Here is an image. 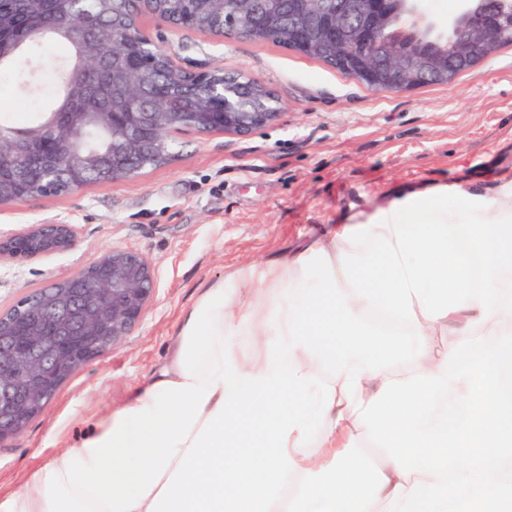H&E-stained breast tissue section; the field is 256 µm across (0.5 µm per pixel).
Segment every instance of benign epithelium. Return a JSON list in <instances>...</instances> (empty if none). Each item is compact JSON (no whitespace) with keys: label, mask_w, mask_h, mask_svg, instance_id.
<instances>
[{"label":"benign epithelium","mask_w":512,"mask_h":512,"mask_svg":"<svg viewBox=\"0 0 512 512\" xmlns=\"http://www.w3.org/2000/svg\"><path fill=\"white\" fill-rule=\"evenodd\" d=\"M283 0H235L231 10L238 14L233 25L236 33L248 37L258 25L281 19ZM385 0H299L288 14V25L306 31L309 21L316 22L319 51L340 62L350 77L380 90L418 86L430 79L451 75L448 56L423 54L419 48L402 50L391 43L374 40V34L386 28L392 13L384 10ZM123 37L147 46L151 54H168L146 37L138 24H132ZM455 57L470 60L489 57L508 37L499 29L492 2L460 23L452 33ZM186 77L197 100L205 109L219 111L224 133L251 132L273 122L276 112H240L241 97L236 87L209 79L204 72H188ZM171 113L141 112L140 125L167 131ZM97 126L110 136L112 153L88 150L73 141L71 133L59 137L56 151L39 156L25 136H15L8 147H0V166L12 172L13 179L0 180V199L4 189L26 178L31 166L39 163L48 181L46 193H56L51 178L64 165L74 177L101 164L112 156V180L128 173V160L140 153L138 130L129 127L119 113H95ZM43 224H25L0 242V255L18 253L12 245L40 235ZM77 238L74 224L61 225L58 240L45 250L51 254L71 249ZM70 284L53 292L37 312V317L17 336L6 334L0 316V442L20 435L30 418L43 406L47 390L55 382H66L91 359L86 344L109 340L116 344L141 321L154 291V273L149 263L128 249H113L95 262L58 280Z\"/></svg>","instance_id":"7a95c632"}]
</instances>
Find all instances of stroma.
Instances as JSON below:
<instances>
[{"mask_svg": "<svg viewBox=\"0 0 512 512\" xmlns=\"http://www.w3.org/2000/svg\"><path fill=\"white\" fill-rule=\"evenodd\" d=\"M464 0H419L405 24L448 31ZM192 71H238L275 96L277 119L246 134L172 133L176 158L141 175L58 196L0 205V234L21 224H73L68 252L0 261V311L115 248L154 270L153 298L123 341L87 362L24 432L0 444V491L10 490L120 407L163 364L180 317L203 288L236 268L281 257L326 225L397 190L464 179H512V46L446 85L375 91L323 62L233 33L212 35L139 21ZM65 60L31 47L23 69H0V106L27 116L50 106Z\"/></svg>", "mask_w": 512, "mask_h": 512, "instance_id": "35a3bbf8", "label": "stroma"}]
</instances>
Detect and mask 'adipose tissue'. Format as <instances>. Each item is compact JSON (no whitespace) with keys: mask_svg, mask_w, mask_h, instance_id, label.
<instances>
[{"mask_svg":"<svg viewBox=\"0 0 512 512\" xmlns=\"http://www.w3.org/2000/svg\"><path fill=\"white\" fill-rule=\"evenodd\" d=\"M0 512H512V180L405 188L205 288Z\"/></svg>","mask_w":512,"mask_h":512,"instance_id":"adipose-tissue-1","label":"adipose tissue"}]
</instances>
